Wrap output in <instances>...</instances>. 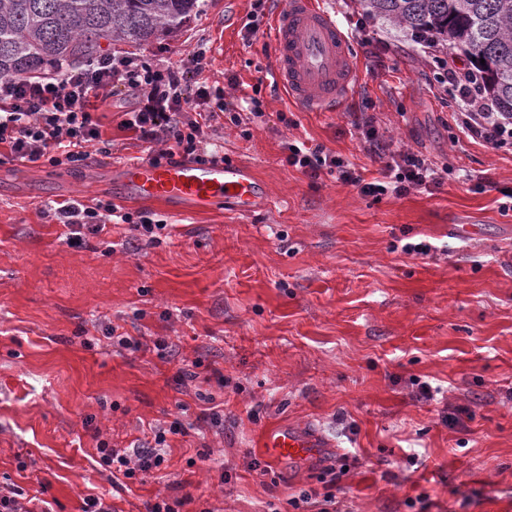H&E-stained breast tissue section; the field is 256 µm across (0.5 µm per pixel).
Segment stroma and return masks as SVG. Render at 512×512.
Returning a JSON list of instances; mask_svg holds the SVG:
<instances>
[{"label":"stroma","mask_w":512,"mask_h":512,"mask_svg":"<svg viewBox=\"0 0 512 512\" xmlns=\"http://www.w3.org/2000/svg\"><path fill=\"white\" fill-rule=\"evenodd\" d=\"M321 2L357 55V91L335 114L300 111L274 88L263 32L245 31L254 0H206L178 37L103 46L161 66L207 47L203 80L235 82L207 150L252 169L266 210L183 217L120 201L118 213L165 223L157 242L121 224L68 245L48 206L108 199L110 165L149 156L120 125L123 93L98 113L110 153L77 168L0 155V486L30 512H81L88 497L146 512L182 496V512H293L289 498L310 489L335 494L341 512H512V148L456 125L455 91L435 75L468 70L461 51L362 24L359 0ZM255 93L261 116L234 124ZM362 112L391 150L447 169L442 184L375 198L285 163L297 140L376 177L352 125ZM403 241L436 250L407 254ZM114 332L140 349L113 346ZM184 368L196 377L182 385ZM417 382L432 399L415 397ZM208 395L223 424L203 421ZM459 406L469 418L446 424ZM176 421L185 434L169 433L145 482L100 465L98 439L149 447ZM281 424L323 451L269 460L262 435ZM330 467L342 472L332 487L320 480Z\"/></svg>","instance_id":"stroma-1"}]
</instances>
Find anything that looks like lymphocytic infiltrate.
Segmentation results:
<instances>
[{
    "instance_id": "lymphocytic-infiltrate-1",
    "label": "lymphocytic infiltrate",
    "mask_w": 512,
    "mask_h": 512,
    "mask_svg": "<svg viewBox=\"0 0 512 512\" xmlns=\"http://www.w3.org/2000/svg\"><path fill=\"white\" fill-rule=\"evenodd\" d=\"M208 65L207 49L200 45L189 51L176 68L153 65L135 56L110 54L52 76L41 73L0 79V146H6L10 157L23 164L44 160L53 166H81L89 156V148L102 142L96 111L124 91L133 98L134 105L122 125L140 140L153 144L151 163L177 156L205 161L209 157L205 145L216 118L207 109L214 90L207 82L194 84L190 78L203 73ZM447 80L464 104L455 115L457 125L488 148L512 145V121L501 117L475 77H460L451 71ZM353 126L381 160L379 178L366 180L342 156L320 145L286 142L287 164L313 178L323 172L334 175L366 196L389 192L405 195L441 184L442 173L412 150L388 153L373 116L355 119ZM56 213L70 241L81 240L86 234L101 235L109 231L116 218L149 241L157 239V224L143 216L117 214L108 201L100 200L91 206L63 203ZM183 431L181 423H173L169 430L155 432L153 446L130 451L112 447L101 439L96 451L103 466L142 483L164 464L168 434Z\"/></svg>"
}]
</instances>
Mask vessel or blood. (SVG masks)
<instances>
[{
	"label": "vessel or blood",
	"instance_id": "vessel-or-blood-1",
	"mask_svg": "<svg viewBox=\"0 0 512 512\" xmlns=\"http://www.w3.org/2000/svg\"><path fill=\"white\" fill-rule=\"evenodd\" d=\"M273 49L270 76L304 112H339L356 89L352 39L322 8L319 0H276L269 29ZM120 199L153 202L173 213L228 206L240 212L267 207L268 194L252 170L213 158L175 159L153 164L129 160L111 170ZM270 460H302L321 446L311 435L280 425L263 435Z\"/></svg>",
	"mask_w": 512,
	"mask_h": 512
}]
</instances>
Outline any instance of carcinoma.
Returning a JSON list of instances; mask_svg holds the SVG:
<instances>
[{"instance_id": "cac0c4a2", "label": "carcinoma", "mask_w": 512, "mask_h": 512, "mask_svg": "<svg viewBox=\"0 0 512 512\" xmlns=\"http://www.w3.org/2000/svg\"><path fill=\"white\" fill-rule=\"evenodd\" d=\"M370 19L427 34L474 59L485 92L512 115V0H360ZM201 0H0V77L97 58L102 42L149 43L177 34ZM485 63H480V60Z\"/></svg>"}]
</instances>
